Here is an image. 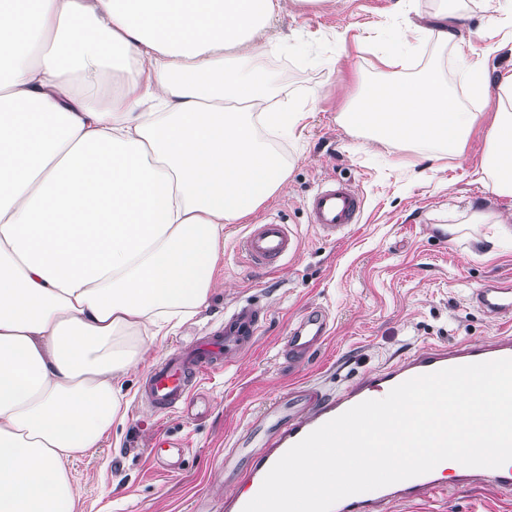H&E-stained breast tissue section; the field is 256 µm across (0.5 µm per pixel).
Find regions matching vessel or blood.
<instances>
[{"mask_svg":"<svg viewBox=\"0 0 512 512\" xmlns=\"http://www.w3.org/2000/svg\"><path fill=\"white\" fill-rule=\"evenodd\" d=\"M309 221L325 236L343 235L360 223L364 198L351 183L330 180L312 194L307 205ZM238 248L261 269L275 268L297 252L299 241L288 225L268 221L249 225ZM483 312L502 318L512 316V279L501 278L476 288L471 296ZM261 323V312L252 306L233 308L224 315L223 326L194 338L145 375L142 401L155 414H190L194 392L204 376L223 368L229 356L251 347ZM330 317L324 309L305 310L289 329L280 349L291 364L312 360L329 338ZM512 358V336L489 343L463 342L454 346H430L366 374L333 394L309 385L287 391L266 407L224 456L221 467L226 480L238 487L225 499L224 512H243L258 493L271 467L294 444L310 432L367 399H380L404 381L444 368L476 362ZM187 451L184 441L156 438L152 452L161 471L178 472ZM465 477L486 481L502 492H512V463L498 468L469 467ZM439 470L400 481L383 488L348 496L332 512H382L392 501L429 499L444 490Z\"/></svg>","mask_w":512,"mask_h":512,"instance_id":"1","label":"vessel or blood"}]
</instances>
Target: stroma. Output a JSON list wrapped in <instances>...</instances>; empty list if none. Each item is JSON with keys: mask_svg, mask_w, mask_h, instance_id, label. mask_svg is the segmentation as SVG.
I'll return each mask as SVG.
<instances>
[{"mask_svg": "<svg viewBox=\"0 0 512 512\" xmlns=\"http://www.w3.org/2000/svg\"><path fill=\"white\" fill-rule=\"evenodd\" d=\"M282 5L277 25L282 41H313L318 56L285 68L276 56L258 58L260 66L286 70L282 83L290 102L309 118L292 138L254 127L261 144L276 145L288 179L252 219L288 225L299 249L280 269H258L237 249L246 225L225 226L224 253L206 306L129 369L122 422L95 453L74 457L70 475L81 512H193L198 503L206 512H222L224 499L236 492L220 469L225 450L258 410L291 384L333 393L429 346L512 336V327L491 320L471 300L473 288L512 277V226L472 221L477 207L512 215V196L490 192L476 175L495 104L471 94L457 46L443 34L447 14H459L458 32L482 49L490 38L483 27L484 0H282ZM388 25L412 29L410 53L392 73L378 59ZM427 76L447 83L453 105L480 119L462 157L443 158L426 178L415 180L411 148L351 131L341 114L373 85ZM332 178L351 182L365 200L361 223L341 240L310 224L306 209L308 198ZM244 305L266 314L258 340L200 385L201 418H163L140 402L141 381L155 362L220 325L225 310ZM309 306L327 310L331 337L312 361L291 367L280 355V340ZM158 434L183 439L190 448L177 475L160 474L149 457V443ZM386 512H512V496L486 483L453 481L438 498L396 501Z\"/></svg>", "mask_w": 512, "mask_h": 512, "instance_id": "stroma-1", "label": "stroma"}]
</instances>
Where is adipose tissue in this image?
<instances>
[{
    "label": "adipose tissue",
    "mask_w": 512,
    "mask_h": 512,
    "mask_svg": "<svg viewBox=\"0 0 512 512\" xmlns=\"http://www.w3.org/2000/svg\"><path fill=\"white\" fill-rule=\"evenodd\" d=\"M281 0H0V512H77L68 465L120 418L128 370L204 306L224 227L288 172L254 125L285 134L271 52ZM233 56L239 74L224 70ZM228 99L275 102L228 112ZM478 113L422 79L369 91L355 131L462 157ZM512 196V74L478 170Z\"/></svg>",
    "instance_id": "adipose-tissue-1"
}]
</instances>
